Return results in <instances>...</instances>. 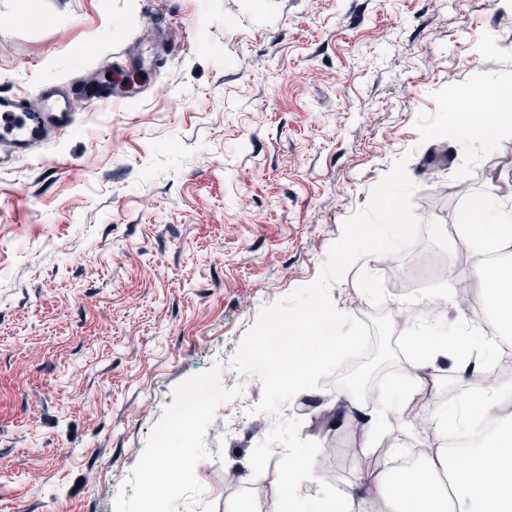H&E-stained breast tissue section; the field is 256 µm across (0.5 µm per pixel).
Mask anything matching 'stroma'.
<instances>
[{
    "label": "stroma",
    "instance_id": "stroma-1",
    "mask_svg": "<svg viewBox=\"0 0 512 512\" xmlns=\"http://www.w3.org/2000/svg\"><path fill=\"white\" fill-rule=\"evenodd\" d=\"M497 0H0V91L31 92L150 57L167 16L162 93L96 112L0 171V512H299L345 498L380 456L336 422L330 377L287 412H256L232 364L261 310L314 282L350 215L401 156L421 241L367 262L386 303L453 293L475 262L449 257L477 193L512 196V128L459 131L449 93L512 82ZM447 268L431 279L434 265ZM198 382L213 400L189 445L177 419ZM187 455L152 498L154 432ZM320 479L294 498L287 453ZM238 480L226 485V472ZM310 476H319L316 464L309 458L288 454L281 476L283 492L292 495L298 484Z\"/></svg>",
    "mask_w": 512,
    "mask_h": 512
}]
</instances>
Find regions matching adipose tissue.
<instances>
[{
	"instance_id": "ef3b65f1",
	"label": "adipose tissue",
	"mask_w": 512,
	"mask_h": 512,
	"mask_svg": "<svg viewBox=\"0 0 512 512\" xmlns=\"http://www.w3.org/2000/svg\"><path fill=\"white\" fill-rule=\"evenodd\" d=\"M496 102L492 118L474 104ZM459 127L471 133L492 135L512 125V84L469 87L449 94ZM475 223L459 224L449 246L450 254L467 251L482 255L472 287L478 288L490 325L496 335L512 333V263L485 260L484 254L512 246V198L480 194L473 198ZM432 322L412 337L409 386L395 389L375 410L357 395L337 400L342 418L363 414L368 447H382L386 457L417 456V464L400 472L380 466L353 486L351 499L362 512H512V413L505 412V393L496 374L485 363L498 351L479 330L477 320L465 313L445 317L442 305L430 307ZM485 351L483 361L471 357L474 346ZM448 359L461 379L459 400L433 422L435 437L421 439L414 430L409 406L433 377L439 359ZM488 420L474 445L454 454L448 438L469 429L476 419Z\"/></svg>"
}]
</instances>
